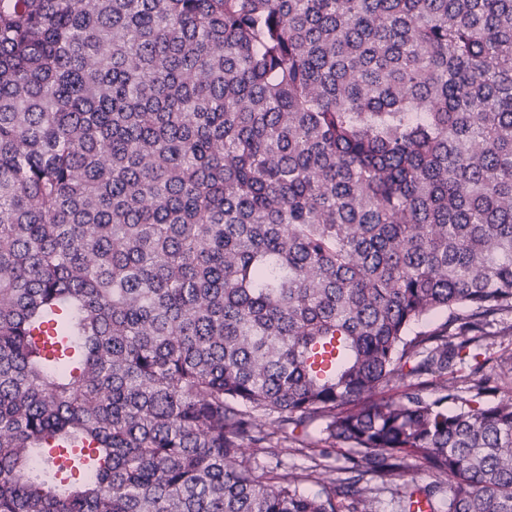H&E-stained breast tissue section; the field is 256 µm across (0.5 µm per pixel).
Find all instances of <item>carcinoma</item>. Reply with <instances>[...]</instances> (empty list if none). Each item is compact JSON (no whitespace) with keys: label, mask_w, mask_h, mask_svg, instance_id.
<instances>
[{"label":"carcinoma","mask_w":512,"mask_h":512,"mask_svg":"<svg viewBox=\"0 0 512 512\" xmlns=\"http://www.w3.org/2000/svg\"><path fill=\"white\" fill-rule=\"evenodd\" d=\"M507 310L512 0H0V512H512ZM487 335L480 343L483 345L481 361L490 358L488 366L494 367L496 372L506 383L512 381V360L508 354L512 349V312L503 311L496 315L486 326ZM301 449L302 448H288V454L284 456V460L288 463V468L290 470L292 469L293 472L306 473L305 470H308L309 467H312L317 463V464H321L320 470L325 472L324 476L328 475L333 478L336 477V479L338 477L348 476V474L338 473V470H336V473L331 472V471H329L331 468L328 467V466H332V467L338 468V467L348 465L344 459L340 458L339 460L334 461L333 458L323 459V458L317 456L316 460H313L309 456L310 452L308 449H303V450H301ZM433 480V477L427 471L418 468L415 465L408 467L401 476L393 477L384 486L381 485L380 480H372L368 485L379 486L378 498L380 503L379 512H399L397 498L392 494L395 489L404 490V487L413 488L414 486H425Z\"/></svg>","instance_id":"1"}]
</instances>
